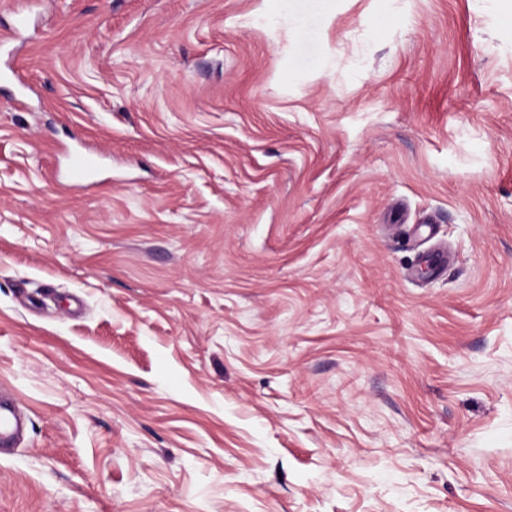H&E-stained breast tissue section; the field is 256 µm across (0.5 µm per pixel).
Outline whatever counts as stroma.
Wrapping results in <instances>:
<instances>
[{"mask_svg": "<svg viewBox=\"0 0 512 512\" xmlns=\"http://www.w3.org/2000/svg\"><path fill=\"white\" fill-rule=\"evenodd\" d=\"M1 34L0 512H512V0ZM21 423L13 404L0 401V450L14 447L19 439Z\"/></svg>", "mask_w": 512, "mask_h": 512, "instance_id": "stroma-1", "label": "stroma"}]
</instances>
